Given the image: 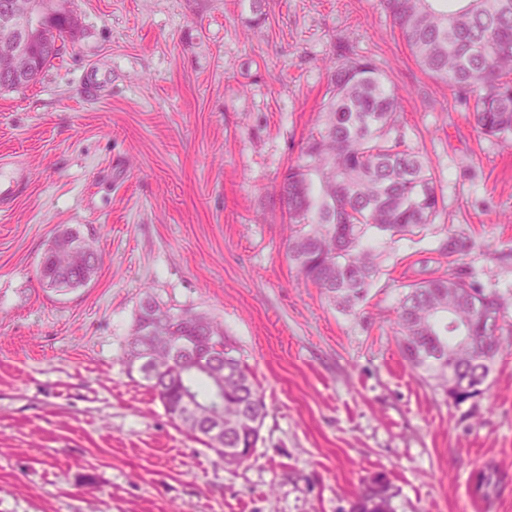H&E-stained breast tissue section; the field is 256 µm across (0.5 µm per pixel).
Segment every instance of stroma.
<instances>
[{
  "mask_svg": "<svg viewBox=\"0 0 512 512\" xmlns=\"http://www.w3.org/2000/svg\"><path fill=\"white\" fill-rule=\"evenodd\" d=\"M77 38L0 94V512H349L378 475L396 512H512V355L458 402L401 354L405 285L475 276L512 319V144L425 74L382 0H73ZM371 59L442 197L419 243L341 311L289 261L276 186L315 131L329 68ZM73 228L92 280L48 288ZM465 244L448 254L449 237ZM222 325L267 416L229 466L123 361L145 297ZM495 486L479 487V472Z\"/></svg>",
  "mask_w": 512,
  "mask_h": 512,
  "instance_id": "stroma-1",
  "label": "stroma"
}]
</instances>
